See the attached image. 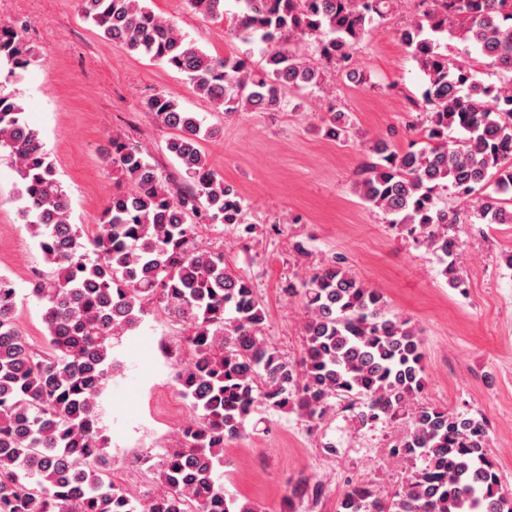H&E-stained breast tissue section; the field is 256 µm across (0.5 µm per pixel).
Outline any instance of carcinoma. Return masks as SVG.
Returning <instances> with one entry per match:
<instances>
[{
  "instance_id": "1",
  "label": "carcinoma",
  "mask_w": 512,
  "mask_h": 512,
  "mask_svg": "<svg viewBox=\"0 0 512 512\" xmlns=\"http://www.w3.org/2000/svg\"><path fill=\"white\" fill-rule=\"evenodd\" d=\"M225 2L188 0L215 17L227 13ZM233 2L230 34L266 45L252 65L206 54L143 0H80L84 17L106 38L185 75L226 114L282 111L289 93L322 84L329 67L363 82L356 47L399 0ZM454 37L465 46L452 57L442 40ZM400 42L427 79L424 146L399 150L375 140L355 188L389 224L439 254L449 287L461 291L465 282L454 274L459 244L442 230L456 218L441 192L472 206L480 224H512V0H446V10L425 9L402 29ZM473 52L497 69L500 85L485 84L462 61ZM34 61L19 31L1 22L0 64L20 77ZM147 107L172 130L165 149L191 186L172 190L148 150L112 138L107 160L132 188L112 193L97 232L83 243L40 132L26 121L20 98L0 92V147L22 180L19 216L49 266L29 281L43 306L44 350L20 331L17 288L0 276V512H256L224 488L225 443L246 432L260 405L314 421L336 398L359 428L399 420L409 426L392 450L409 466L406 484L386 497L355 486L338 512H512L485 422L414 405L424 385L423 340L343 261L288 288L305 310L300 360L289 361L267 341L252 282L227 270L223 251L198 241L203 224L253 232L244 223V197L202 156L200 141L218 130L168 92ZM324 124L336 141L352 129L340 110H330ZM149 304L186 328L175 381L194 418L155 464L163 491L140 510L109 477L98 398L120 368L112 340L136 332Z\"/></svg>"
}]
</instances>
